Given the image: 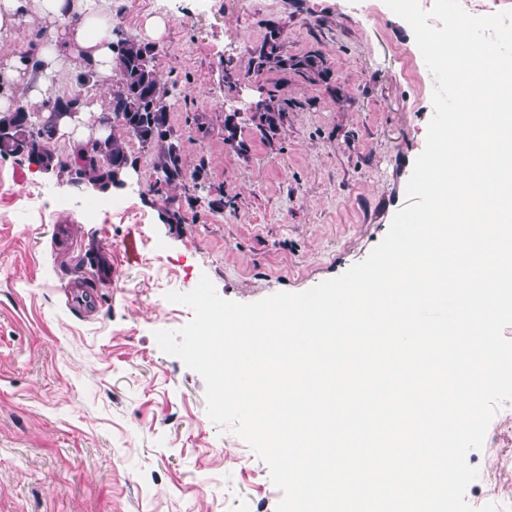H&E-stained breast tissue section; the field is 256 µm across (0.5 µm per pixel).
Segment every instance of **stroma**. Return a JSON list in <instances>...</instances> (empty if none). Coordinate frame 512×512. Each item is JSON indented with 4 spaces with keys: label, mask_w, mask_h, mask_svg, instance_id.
Returning a JSON list of instances; mask_svg holds the SVG:
<instances>
[{
    "label": "stroma",
    "mask_w": 512,
    "mask_h": 512,
    "mask_svg": "<svg viewBox=\"0 0 512 512\" xmlns=\"http://www.w3.org/2000/svg\"><path fill=\"white\" fill-rule=\"evenodd\" d=\"M110 12L115 39L152 50L187 179L151 192L134 139L125 186L106 193L0 158V512H276L268 465L209 419L203 378L159 348L155 331L192 317L166 295L205 275L250 303L364 261L406 204L434 78L410 26L368 0H112ZM273 30L319 74L256 70ZM270 96L286 111L271 133L252 119ZM228 113L245 152L224 141ZM57 224L73 229L69 250L51 244ZM88 250L117 267L90 319L64 295ZM508 415L512 402L467 455L475 510L512 507V475L483 479L491 451L512 459Z\"/></svg>",
    "instance_id": "35a3bbf8"
}]
</instances>
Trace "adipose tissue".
I'll use <instances>...</instances> for the list:
<instances>
[{
	"instance_id": "adipose-tissue-1",
	"label": "adipose tissue",
	"mask_w": 512,
	"mask_h": 512,
	"mask_svg": "<svg viewBox=\"0 0 512 512\" xmlns=\"http://www.w3.org/2000/svg\"><path fill=\"white\" fill-rule=\"evenodd\" d=\"M30 1L0 0V43L17 39L40 18L52 24L51 41L34 51L22 47L0 57V112L22 107L41 113L43 120L52 121L54 137L70 136L74 150H82L87 143L82 132L99 115L98 103L84 101L76 116L55 120L48 92L66 71L91 73L97 82L115 71L112 19L105 10L109 0H34L39 7L35 14L29 11Z\"/></svg>"
}]
</instances>
